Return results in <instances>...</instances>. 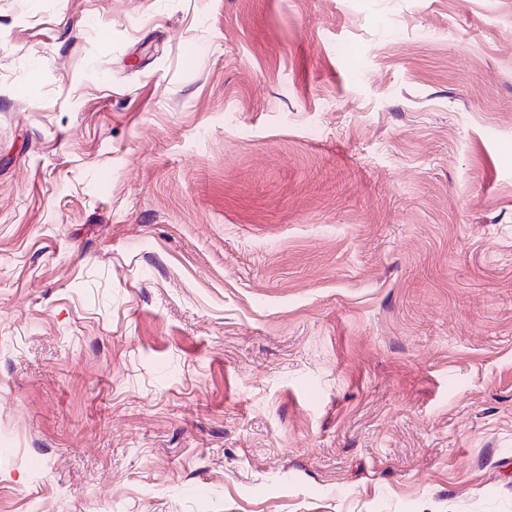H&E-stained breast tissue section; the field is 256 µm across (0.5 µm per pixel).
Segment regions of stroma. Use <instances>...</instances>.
<instances>
[{
  "instance_id": "obj_1",
  "label": "stroma",
  "mask_w": 512,
  "mask_h": 512,
  "mask_svg": "<svg viewBox=\"0 0 512 512\" xmlns=\"http://www.w3.org/2000/svg\"><path fill=\"white\" fill-rule=\"evenodd\" d=\"M0 512H512V0H0Z\"/></svg>"
}]
</instances>
